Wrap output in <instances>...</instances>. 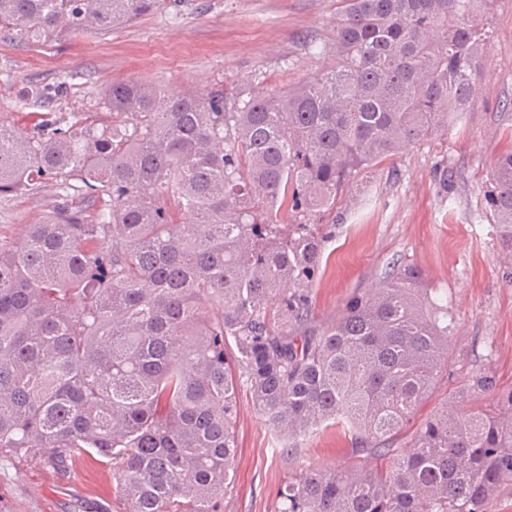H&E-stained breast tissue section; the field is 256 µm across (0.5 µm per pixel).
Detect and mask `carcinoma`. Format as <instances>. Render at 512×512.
Segmentation results:
<instances>
[{"label":"carcinoma","instance_id":"carcinoma-1","mask_svg":"<svg viewBox=\"0 0 512 512\" xmlns=\"http://www.w3.org/2000/svg\"><path fill=\"white\" fill-rule=\"evenodd\" d=\"M339 2L332 42L310 40L336 66L275 95L114 82L110 125L0 123V195L52 182L62 199L22 245L0 239V450L95 454L125 512H221L244 390L282 451L340 425L380 460L301 469L278 512H491L512 482V388L469 369L402 438L449 366L448 302L405 265L312 324L324 235L288 214L332 209L350 177L468 110L497 0ZM171 6L0 0V30L95 32ZM486 203L511 252L512 152ZM478 396L495 409L462 411Z\"/></svg>","mask_w":512,"mask_h":512}]
</instances>
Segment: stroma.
I'll return each mask as SVG.
<instances>
[{
	"label": "stroma",
	"instance_id": "stroma-1",
	"mask_svg": "<svg viewBox=\"0 0 512 512\" xmlns=\"http://www.w3.org/2000/svg\"><path fill=\"white\" fill-rule=\"evenodd\" d=\"M337 7L338 0H178L170 10L87 34L32 39L0 31V122H18L26 111L52 112L63 123L77 112L111 121L103 91L113 81L153 84L171 95L293 88L331 66L317 47L332 40ZM489 28L471 106L449 116L446 134L351 177L333 210L297 218L325 235L310 288L314 323L336 318L396 266L421 268L427 287L447 292L459 369L421 405L420 422L461 385L464 370L481 366L512 385V254L485 201L493 162L512 152V0H497ZM35 86L51 89L52 98L34 97ZM56 204L50 185L35 195H1L0 237L22 243L29 225ZM235 434L223 512H277L290 475L331 460L352 462L350 439L336 427L311 434L296 454L283 453L245 392ZM115 486L111 465L97 456L57 466L0 452V512H119Z\"/></svg>",
	"mask_w": 512,
	"mask_h": 512
}]
</instances>
